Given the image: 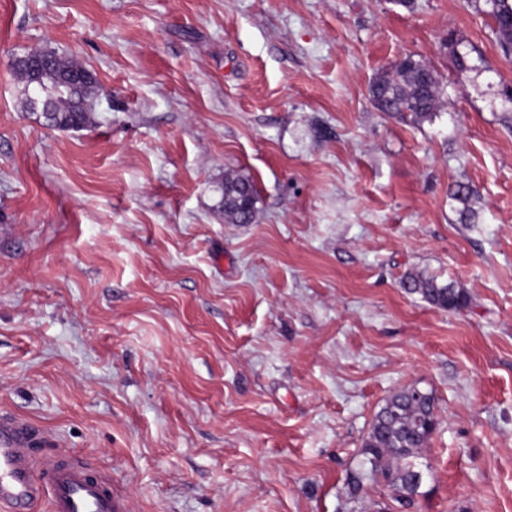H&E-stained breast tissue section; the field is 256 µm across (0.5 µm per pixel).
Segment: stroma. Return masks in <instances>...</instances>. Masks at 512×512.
I'll list each match as a JSON object with an SVG mask.
<instances>
[{"label": "stroma", "mask_w": 512, "mask_h": 512, "mask_svg": "<svg viewBox=\"0 0 512 512\" xmlns=\"http://www.w3.org/2000/svg\"><path fill=\"white\" fill-rule=\"evenodd\" d=\"M490 25L465 0H0V415L46 434L33 461L77 456L131 512H512V58ZM39 48L95 74L93 124L25 110L13 64ZM406 53L440 79L418 125L368 93ZM227 174L255 183L252 223L218 210ZM412 271L467 307L407 293ZM413 385L438 426L403 507L362 442Z\"/></svg>", "instance_id": "obj_1"}]
</instances>
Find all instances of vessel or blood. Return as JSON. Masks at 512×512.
<instances>
[{
	"label": "vessel or blood",
	"mask_w": 512,
	"mask_h": 512,
	"mask_svg": "<svg viewBox=\"0 0 512 512\" xmlns=\"http://www.w3.org/2000/svg\"><path fill=\"white\" fill-rule=\"evenodd\" d=\"M41 438L30 422L0 419V512H30L43 492L51 494V512H125L112 491V479L94 475L68 453L33 464L28 450Z\"/></svg>",
	"instance_id": "vessel-or-blood-1"
}]
</instances>
